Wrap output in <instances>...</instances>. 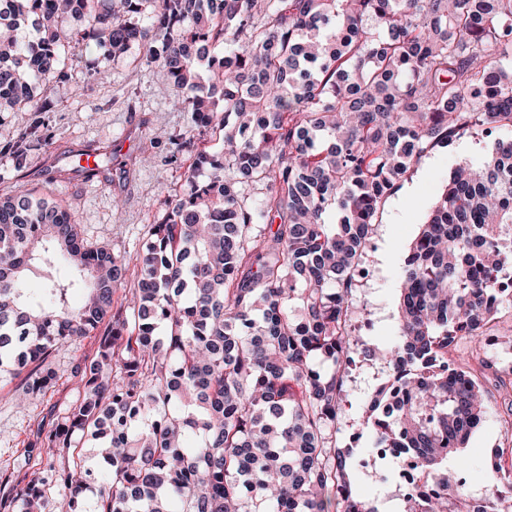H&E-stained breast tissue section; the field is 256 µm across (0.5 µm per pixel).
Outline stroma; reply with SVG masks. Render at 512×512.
Instances as JSON below:
<instances>
[{"label":"stroma","mask_w":512,"mask_h":512,"mask_svg":"<svg viewBox=\"0 0 512 512\" xmlns=\"http://www.w3.org/2000/svg\"><path fill=\"white\" fill-rule=\"evenodd\" d=\"M142 48L112 58L83 41L67 45L62 61L70 72V88L54 111L45 113V134L33 142L22 172L0 156V195L19 190L58 199L79 224L84 241L114 255L144 249L150 226L162 211L165 198L186 186L184 174L191 155L178 137L191 126L190 113L173 107V92L160 70L141 65ZM494 137L470 128L451 144L427 148L381 204L374 231L365 250L367 281L357 283L350 297L352 321L372 318L369 342L377 347L395 343L400 260L425 223L453 170L465 161H481L494 150ZM111 149L103 177L87 181L76 171L75 153L83 149ZM148 163H140L141 155ZM63 170V177L48 181L45 170ZM124 201L114 209V197ZM499 341L481 350L490 369L475 373L486 394V419L471 436L467 448L449 457V472L468 483L474 497H482L491 458L502 455L512 463V389L499 380L512 378V303H503L496 315ZM101 324L93 335L51 350L28 372H48L52 387L29 392L27 374L0 380V512H16L15 495L41 467L40 438L54 429L83 396L77 372L97 358L109 332ZM356 384L346 387L351 404L336 432V443L353 449L360 464L352 481L365 497L399 491V481L377 487L362 464L370 443L362 435V407L370 385L379 382L374 365L364 363L352 372Z\"/></svg>","instance_id":"1"}]
</instances>
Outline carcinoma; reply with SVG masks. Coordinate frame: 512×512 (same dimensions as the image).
<instances>
[{"label":"carcinoma","instance_id":"obj_1","mask_svg":"<svg viewBox=\"0 0 512 512\" xmlns=\"http://www.w3.org/2000/svg\"><path fill=\"white\" fill-rule=\"evenodd\" d=\"M4 30L0 112L32 113L0 142L16 169L68 87L60 53L77 36L113 57L145 41L143 64L192 115L182 139L222 142L195 149L188 189L119 258L60 202L0 196V378L112 320L18 512L54 497L56 512H381L336 447L361 355L389 371L363 429L427 481L396 512H465L448 457L486 410L448 353L512 295L498 287L512 278V0H0ZM473 126L495 150L437 198L401 264L398 344L370 348L348 298L375 215L414 158ZM505 483L512 470L492 466L479 512H507Z\"/></svg>","mask_w":512,"mask_h":512}]
</instances>
